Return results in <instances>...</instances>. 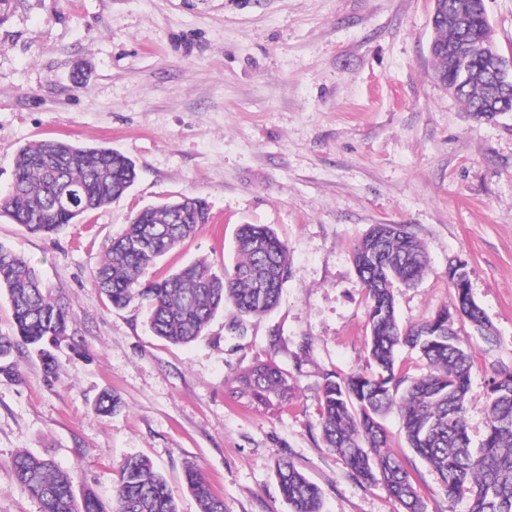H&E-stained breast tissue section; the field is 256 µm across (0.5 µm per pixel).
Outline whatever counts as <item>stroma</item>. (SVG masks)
<instances>
[{"label": "stroma", "instance_id": "35a3bbf8", "mask_svg": "<svg viewBox=\"0 0 512 512\" xmlns=\"http://www.w3.org/2000/svg\"><path fill=\"white\" fill-rule=\"evenodd\" d=\"M430 0H8L0 20V197L13 161L46 137L110 146L137 165L121 198L55 236L0 217V242L35 265L73 313L54 372L18 356L0 374V512H43L12 460H54L75 492L111 502L119 462L147 456L178 512H200L195 465L224 512H290L275 470L292 462L322 512H405L383 484L359 481L325 448L320 395L330 374L369 369L368 297L352 253L375 224L424 244L421 282L394 283L401 325L453 308L448 263L466 261L492 322L487 346L455 328L476 359L466 414L484 439L488 382L512 369V115L474 120L433 78ZM199 196L210 223L159 269L195 259L223 271L242 224L272 227L289 265L279 305L231 331L225 308L190 345L154 336L138 304L115 309L92 283L110 240L148 205ZM275 363L287 401L249 404L239 373ZM119 411L96 414L103 391ZM388 446L426 512H448L437 473L408 447L398 413Z\"/></svg>", "mask_w": 512, "mask_h": 512}]
</instances>
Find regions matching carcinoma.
Wrapping results in <instances>:
<instances>
[{"label": "carcinoma", "mask_w": 512, "mask_h": 512, "mask_svg": "<svg viewBox=\"0 0 512 512\" xmlns=\"http://www.w3.org/2000/svg\"><path fill=\"white\" fill-rule=\"evenodd\" d=\"M471 5L469 26L474 37L484 31V0ZM494 78H471L456 86L455 98L478 117L494 105L512 112V82L494 104L488 97ZM135 162L107 146H87L67 139L44 138L18 152L13 181L0 199V216L33 234H54L69 224L123 196L135 183ZM71 187L75 204L57 200L58 184ZM210 220L201 197L183 203L166 201L139 210L130 224L112 238L92 281L114 308L134 301L146 308L154 335L173 344L200 338L215 316L230 304L237 312L232 329L242 335L245 320L272 310L279 302L288 273V249L264 224H241L236 232L237 261L220 274L203 261H191L152 278L145 272L158 259ZM358 276L368 293L370 371L326 378L320 396V426L326 447L339 454L365 483H382L407 512H426L425 505L399 457L386 449L382 416L397 409L410 448L438 474L448 502H468V512H512V370L492 377L485 410L487 431L481 445L471 447L466 412L472 347L448 322V310L409 328L400 326L390 290L395 280L409 285L424 275L428 259L410 229L394 233L375 224L354 252ZM0 292L8 299L15 332L0 336V373L13 375L15 356L27 349L43 361L47 372L56 365L51 348L66 338L72 312L53 296L36 268L0 242ZM455 309L471 322L479 336L493 340L491 324L470 289H455ZM407 346L425 363L418 377L397 356ZM239 397L258 404L270 396L288 398V375L266 364L234 379ZM119 399L104 392L96 400L97 414H110ZM20 488L37 499L44 512H178L163 476L141 455L126 457L118 467L112 508L105 509L87 489L76 499L70 478L56 463L30 452L13 459ZM277 478L291 512H321V494L291 462L279 464ZM189 491L200 512H224V501L195 467L185 472Z\"/></svg>", "instance_id": "cac0c4a2"}]
</instances>
